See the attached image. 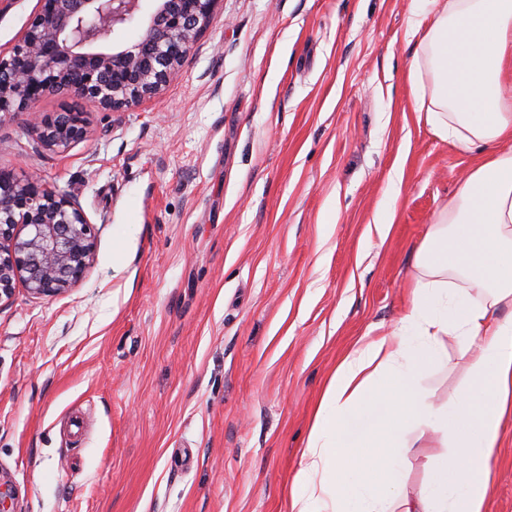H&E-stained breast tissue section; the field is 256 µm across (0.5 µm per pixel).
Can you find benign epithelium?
Wrapping results in <instances>:
<instances>
[{
    "label": "benign epithelium",
    "mask_w": 512,
    "mask_h": 512,
    "mask_svg": "<svg viewBox=\"0 0 512 512\" xmlns=\"http://www.w3.org/2000/svg\"><path fill=\"white\" fill-rule=\"evenodd\" d=\"M41 9L9 56H0V122L42 98L91 99L106 109L157 94L211 23L221 0H40ZM141 18L139 39L122 35ZM41 146L64 152L90 133L87 113L36 112ZM93 226L67 193L38 173L0 170V299L17 285L57 295L83 280L95 253Z\"/></svg>",
    "instance_id": "benign-epithelium-1"
}]
</instances>
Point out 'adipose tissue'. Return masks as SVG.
<instances>
[{
    "instance_id": "1",
    "label": "adipose tissue",
    "mask_w": 512,
    "mask_h": 512,
    "mask_svg": "<svg viewBox=\"0 0 512 512\" xmlns=\"http://www.w3.org/2000/svg\"><path fill=\"white\" fill-rule=\"evenodd\" d=\"M409 63L415 111L442 139L490 147L417 249L405 344L379 338L337 366L310 427L289 512H486L512 413V0H433ZM469 352V384L435 405L425 369L447 338ZM442 438L430 477L408 491L405 460Z\"/></svg>"
}]
</instances>
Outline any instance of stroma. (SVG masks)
Masks as SVG:
<instances>
[{
  "label": "stroma",
  "mask_w": 512,
  "mask_h": 512,
  "mask_svg": "<svg viewBox=\"0 0 512 512\" xmlns=\"http://www.w3.org/2000/svg\"><path fill=\"white\" fill-rule=\"evenodd\" d=\"M39 0H0L9 55ZM430 0H221L160 92L46 150L0 122L96 233L85 278L0 300V478L18 512H288L310 422L358 344L393 336L435 213L487 156L414 109ZM402 194L392 199L394 179ZM389 225L381 233L380 225ZM435 404L467 387L456 339ZM487 512H512V420Z\"/></svg>",
  "instance_id": "1"
}]
</instances>
